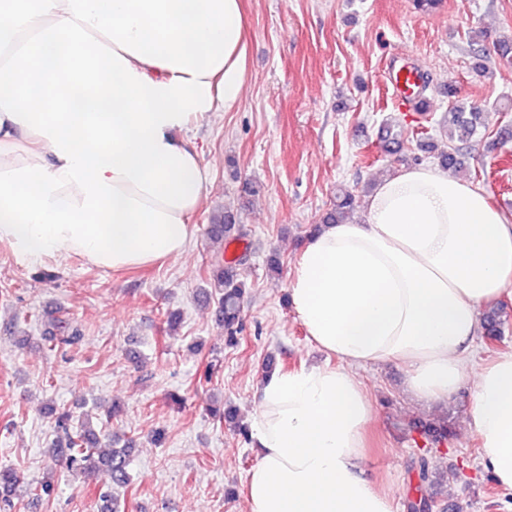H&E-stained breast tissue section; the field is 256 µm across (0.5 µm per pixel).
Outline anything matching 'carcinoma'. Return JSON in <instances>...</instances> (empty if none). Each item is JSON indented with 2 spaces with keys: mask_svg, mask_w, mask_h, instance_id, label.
I'll list each match as a JSON object with an SVG mask.
<instances>
[{
  "mask_svg": "<svg viewBox=\"0 0 512 512\" xmlns=\"http://www.w3.org/2000/svg\"><path fill=\"white\" fill-rule=\"evenodd\" d=\"M481 108L475 104H455L443 118L444 126L448 130V152L442 154L444 164L457 169L462 166L464 155L461 146L470 142L479 133L481 126ZM353 193L347 188H341L336 193V204L323 219L325 224H336L353 220ZM209 235L214 239H227L233 237L237 240L244 236L243 229L236 224L233 214L226 212L212 219L209 225ZM211 269L216 272L213 283L217 295L216 314L224 329L228 333V341L235 345L238 343L237 333L241 330L240 310L241 299L245 291V284L238 278L237 266L241 265L243 258L237 257L229 262L224 254L218 253L210 258ZM486 335L493 338L501 334L499 312L490 310L483 317ZM80 339L77 329L63 327L60 333L44 337L47 349L53 351L63 345H73ZM56 440L52 443L53 456L66 461L67 465L90 477L99 478L103 483L124 486L129 480L128 467L132 448H112L108 451L100 450L101 439L112 436L107 425H102L96 432L88 427L84 421L74 420L73 415L64 410L60 412L55 421ZM20 484V476L10 467H0V512H14L16 503L14 496Z\"/></svg>",
  "mask_w": 512,
  "mask_h": 512,
  "instance_id": "1",
  "label": "carcinoma"
}]
</instances>
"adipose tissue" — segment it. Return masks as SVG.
Segmentation results:
<instances>
[{
    "label": "adipose tissue",
    "mask_w": 512,
    "mask_h": 512,
    "mask_svg": "<svg viewBox=\"0 0 512 512\" xmlns=\"http://www.w3.org/2000/svg\"><path fill=\"white\" fill-rule=\"evenodd\" d=\"M0 243L21 260L115 271L181 257L207 175L186 133L246 80L243 0H0ZM364 220L310 233L290 282L337 366L266 377L250 512H394L366 477L372 404L354 370L396 362L443 402L465 382L479 311L512 288V213L438 167L378 180ZM467 425L512 492V352L484 364Z\"/></svg>",
    "instance_id": "ef3b65f1"
}]
</instances>
